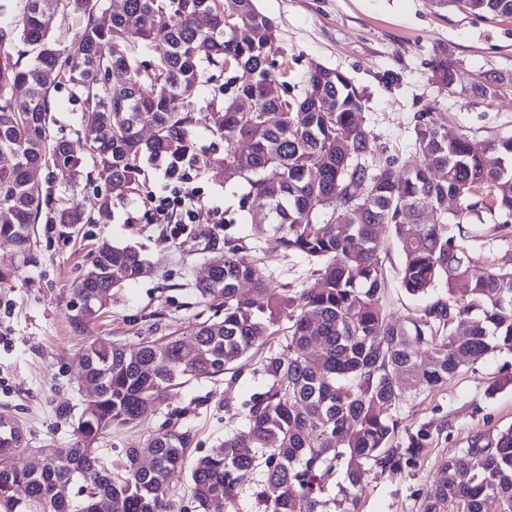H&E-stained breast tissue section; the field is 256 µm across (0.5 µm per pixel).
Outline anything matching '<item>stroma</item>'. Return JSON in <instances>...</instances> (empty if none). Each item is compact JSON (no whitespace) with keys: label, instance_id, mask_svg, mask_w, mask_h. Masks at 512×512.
<instances>
[{"label":"stroma","instance_id":"stroma-1","mask_svg":"<svg viewBox=\"0 0 512 512\" xmlns=\"http://www.w3.org/2000/svg\"><path fill=\"white\" fill-rule=\"evenodd\" d=\"M257 8L276 26L277 54L285 63L290 94H303L304 75L316 63L348 75L364 97L361 115L377 143L411 160V132L418 114L468 133L475 148L487 139L512 132V18L477 15L455 6L433 7L430 0H256ZM447 50L455 63L452 89L441 90L432 79V62ZM241 74L233 68L201 90L194 114L196 164L191 189L196 193L197 220L180 237H171L150 220L151 200L168 195L172 184L160 163H143L140 190L113 200L111 211L94 224L66 230L39 224L40 249L33 265L20 270L12 287L0 288V410L25 424L33 446L66 445L71 437L70 409L88 402L76 378L88 337L135 350L142 338L179 335L210 315L195 284L210 258L223 254L226 241L243 246L257 261L270 288H301L310 278L307 259L286 252L276 236L254 241L251 216L242 207L244 179H214L204 162L223 156V139L208 129V105L230 97ZM500 78L498 94L481 98L474 82ZM54 137L84 144L89 131L81 117L83 104L67 88L52 94ZM92 181L74 186L53 183L46 169L32 178L49 190L59 205L78 203L97 208V190L108 176L93 170ZM223 212V223L213 221ZM488 213L472 217L464 244L482 265L512 267V233L494 231ZM137 247L149 260V274L118 291L87 334L74 332L67 318L70 287L84 272L90 251L101 240ZM234 385L194 382L169 401L183 410V423L194 432L188 460L207 454L225 435L244 428L243 400L264 385L261 357L239 363ZM401 428L428 424L432 440L416 462L377 467L364 477L359 512H420L440 466L467 447L473 436L486 438L512 426V354L494 353L476 370L462 372L447 385L408 399L398 411Z\"/></svg>","mask_w":512,"mask_h":512}]
</instances>
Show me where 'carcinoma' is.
I'll use <instances>...</instances> for the list:
<instances>
[{
    "instance_id": "obj_1",
    "label": "carcinoma",
    "mask_w": 512,
    "mask_h": 512,
    "mask_svg": "<svg viewBox=\"0 0 512 512\" xmlns=\"http://www.w3.org/2000/svg\"><path fill=\"white\" fill-rule=\"evenodd\" d=\"M478 15L512 17V0H454ZM83 22L72 41L52 39L58 12ZM205 15L204 31L197 18ZM247 29L238 37L236 26ZM163 39L154 67L137 64L139 43ZM20 40L33 63L0 62V246L19 263L36 258L34 224L40 219L72 227L93 218L77 204L52 210L32 171L53 166L70 185L85 159L109 174L112 194L130 188L147 159L176 171L190 157L200 87L210 72L233 65L243 73L234 97L209 113V130L224 139V157L209 163L214 177L238 175L245 199L262 209L252 215V236L273 230L290 253L314 265L310 284L274 294L254 261L230 246L222 263L197 285L213 317L187 327L181 337L139 343L136 352L92 340L81 355L79 386L97 391L71 415L66 447L29 446L23 423L0 411V512H175L169 476L182 468L194 433L168 412L165 429L108 460L98 440L137 425L147 407L161 408L171 391L226 373L234 382L240 359L283 333L285 349L262 361L265 385L244 402L246 429L224 436L190 472L196 512L217 500L231 503L260 473L266 512H326V484L345 475L340 512H358L355 493L368 471L396 467L429 445L431 426L399 436L397 412L409 398L448 383L494 352L512 353V269L481 268L463 244V224L478 206L499 213L495 228L512 227V135L490 138L477 152L469 136L418 116L412 146L418 162L386 153L372 170L376 149L359 121L364 102L343 73L320 64L306 75L307 90L289 97L277 78L276 29L254 0H123L111 14L92 0H25L14 24L0 26V49ZM204 43L207 53H196ZM448 55L433 61L441 88L454 83ZM66 84L83 101L92 139L83 155L50 132L51 90ZM26 95L18 101L14 88ZM258 111L239 112L237 102ZM145 125L150 138L141 136ZM244 143L247 150H238ZM478 201H473V198ZM460 201L448 210V199ZM388 230L400 253L390 257L379 241ZM149 263L130 246L104 240L71 288L68 320L78 332L96 321L125 284L148 273ZM410 296L430 302L420 317L399 322L388 313L391 279ZM247 285L250 294L241 293ZM465 330L458 335L455 327ZM192 356L184 358L183 337ZM38 455L37 465L16 458ZM149 467L142 466V460ZM512 512V428L487 440L475 436L446 460L421 512Z\"/></svg>"
}]
</instances>
